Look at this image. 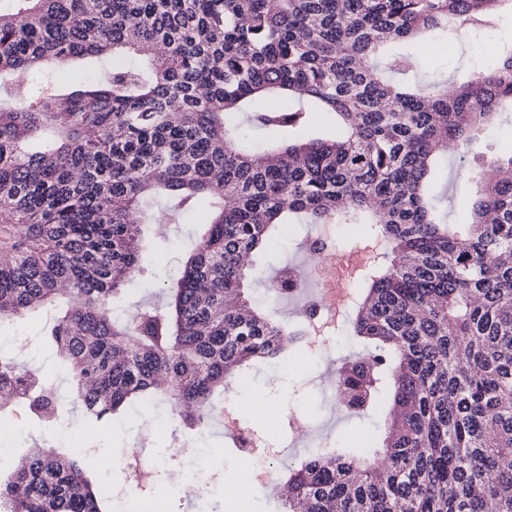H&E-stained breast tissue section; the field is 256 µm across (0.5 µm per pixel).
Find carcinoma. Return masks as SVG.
<instances>
[{
    "mask_svg": "<svg viewBox=\"0 0 512 512\" xmlns=\"http://www.w3.org/2000/svg\"><path fill=\"white\" fill-rule=\"evenodd\" d=\"M0 7V321L57 316L73 402L96 422L165 401L201 430L293 332L246 296L245 260L290 224H366L379 258L355 295L363 413L382 445L317 448L286 512H512V155L474 174L470 223L428 192L453 146L477 155L512 48L457 84L417 82L434 32L494 26L512 0H6ZM97 59L65 92L59 63ZM195 215L161 306L115 310L143 272L146 225ZM270 280L280 297L292 286ZM0 390L48 421L51 389L0 358ZM76 454L33 448L0 512H104Z\"/></svg>",
    "mask_w": 512,
    "mask_h": 512,
    "instance_id": "1",
    "label": "carcinoma"
}]
</instances>
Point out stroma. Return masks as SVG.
<instances>
[{
	"label": "stroma",
	"instance_id": "1",
	"mask_svg": "<svg viewBox=\"0 0 512 512\" xmlns=\"http://www.w3.org/2000/svg\"><path fill=\"white\" fill-rule=\"evenodd\" d=\"M512 46V12L502 11L496 26L486 35L468 42L449 39L448 53L441 57L415 50L413 43L401 44L404 52L414 53L421 79L447 78L458 83L467 78L473 68H493L499 50ZM475 167L472 159L460 158L449 151L448 163L442 166L433 187L442 212L452 224H463L468 219L472 196L470 174ZM352 310H345L336 320L338 340L335 349L327 355H309L301 359L304 370L333 372L347 356L363 354L364 348L348 334ZM55 311L44 307L17 321L0 324V355H16L13 338L23 334L33 337L30 353L20 356L23 366L37 372L42 380L57 390L62 413L70 420L67 429L46 424L32 417L21 407L0 416V422L11 429L10 452L0 455V473L10 474L22 455L35 444L63 453L80 454L85 476L93 485L102 483L104 459L117 462L120 488L129 496L140 497L148 512H267L275 507L283 512L288 496L285 479L249 488L246 496L232 500L224 495V469L248 470V462L241 458L234 442L222 424H213L205 431L202 447L223 449L222 457L207 461L209 474L215 475L205 494L184 496L174 491L164 476L172 462L166 449L183 439L175 414L166 403L134 404L127 406L117 418L100 422L94 429H86L81 411L74 407L71 384L62 373L57 348L45 340ZM290 411L303 412L307 431L303 437L291 439L279 436V417ZM237 418L241 426L260 436L278 435L279 462L285 463L304 456L309 448L325 443L344 447L367 438L374 430V419L352 417L340 409L333 392L323 385H309L301 378L286 375L283 367H262L250 375ZM157 459L163 465L161 472H140L142 461Z\"/></svg>",
	"mask_w": 512,
	"mask_h": 512
}]
</instances>
